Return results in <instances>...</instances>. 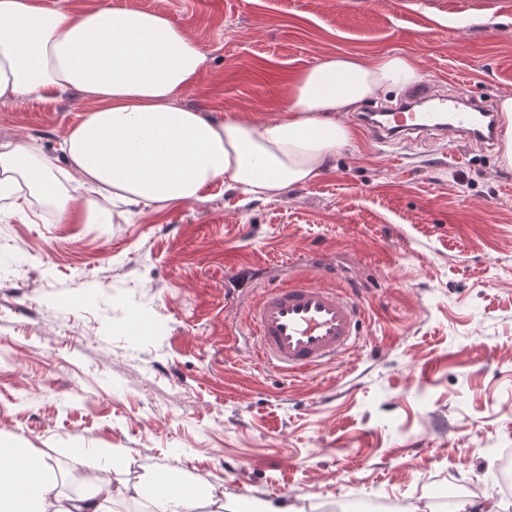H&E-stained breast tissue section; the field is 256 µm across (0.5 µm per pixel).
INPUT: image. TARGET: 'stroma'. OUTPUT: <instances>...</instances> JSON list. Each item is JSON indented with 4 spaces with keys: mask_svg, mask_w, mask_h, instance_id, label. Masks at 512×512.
<instances>
[{
    "mask_svg": "<svg viewBox=\"0 0 512 512\" xmlns=\"http://www.w3.org/2000/svg\"><path fill=\"white\" fill-rule=\"evenodd\" d=\"M164 9L207 54L184 105L280 112L304 68L337 55L404 53L424 83L459 82L498 106L512 94V0H107ZM80 96L0 105V138L55 154ZM355 140L314 181L243 202L201 200L117 224L0 222V435L53 461L117 448L116 481L180 468L257 512L445 496L502 497L512 449V170L498 147ZM326 253L361 290L364 336L302 378L265 368L231 331L226 289Z\"/></svg>",
    "mask_w": 512,
    "mask_h": 512,
    "instance_id": "stroma-1",
    "label": "stroma"
}]
</instances>
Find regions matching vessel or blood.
<instances>
[{"mask_svg": "<svg viewBox=\"0 0 512 512\" xmlns=\"http://www.w3.org/2000/svg\"><path fill=\"white\" fill-rule=\"evenodd\" d=\"M411 107L376 110L360 125L380 145L394 137L492 141L497 116L465 95L447 96L430 86L410 96ZM240 313L236 335L244 337L257 359L286 377L335 365L355 349L365 321L362 303L338 270L316 253L289 261L281 274L259 282L248 295L231 294Z\"/></svg>", "mask_w": 512, "mask_h": 512, "instance_id": "vessel-or-blood-1", "label": "vessel or blood"}]
</instances>
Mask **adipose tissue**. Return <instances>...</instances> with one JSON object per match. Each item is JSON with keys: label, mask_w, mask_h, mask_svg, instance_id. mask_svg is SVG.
Masks as SVG:
<instances>
[{"label": "adipose tissue", "mask_w": 512, "mask_h": 512, "mask_svg": "<svg viewBox=\"0 0 512 512\" xmlns=\"http://www.w3.org/2000/svg\"><path fill=\"white\" fill-rule=\"evenodd\" d=\"M206 67L199 42L162 10H49L38 0H0V104L68 91L91 104L54 158L25 140L0 142V199L10 216L26 220L37 194L57 223L106 224L125 206L152 213L199 199L219 180L275 199L317 178L352 143L341 113L422 78L405 54L335 55L296 77L276 115L218 118L181 102ZM122 459L112 448H72L73 469L89 477L70 496L51 459L0 436V512H109V504L128 500L149 512H197L203 501L223 512L213 486L175 467L113 482Z\"/></svg>", "instance_id": "ef3b65f1"}]
</instances>
